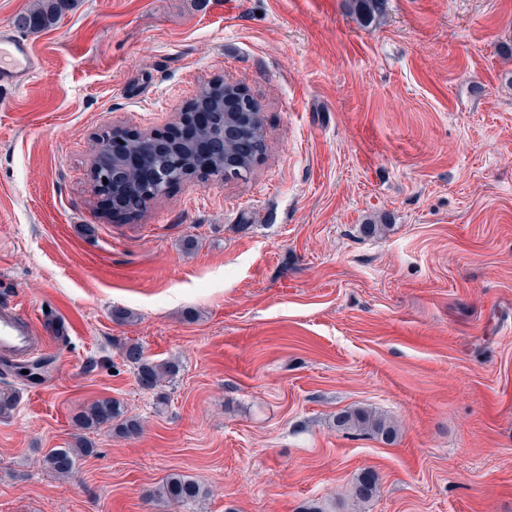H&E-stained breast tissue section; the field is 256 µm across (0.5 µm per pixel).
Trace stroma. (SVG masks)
I'll list each match as a JSON object with an SVG mask.
<instances>
[{
    "mask_svg": "<svg viewBox=\"0 0 512 512\" xmlns=\"http://www.w3.org/2000/svg\"><path fill=\"white\" fill-rule=\"evenodd\" d=\"M29 40L41 69L0 94V303L69 333L39 378L0 364V512H512V0L367 25L347 0H79ZM217 77L261 108L251 173L113 209L99 137L172 131ZM128 340L178 374L141 388ZM105 398L142 434L45 469ZM356 407L397 439L338 431ZM174 472L207 496L157 500Z\"/></svg>",
    "mask_w": 512,
    "mask_h": 512,
    "instance_id": "stroma-1",
    "label": "stroma"
}]
</instances>
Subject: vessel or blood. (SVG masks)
Here are the masks:
<instances>
[{
    "instance_id": "b4317fda",
    "label": "vessel or blood",
    "mask_w": 512,
    "mask_h": 512,
    "mask_svg": "<svg viewBox=\"0 0 512 512\" xmlns=\"http://www.w3.org/2000/svg\"><path fill=\"white\" fill-rule=\"evenodd\" d=\"M40 59L30 42L19 37L0 38V91L24 86L37 72ZM42 315L28 302L14 301L0 309V360L30 359L44 344L37 327Z\"/></svg>"
}]
</instances>
